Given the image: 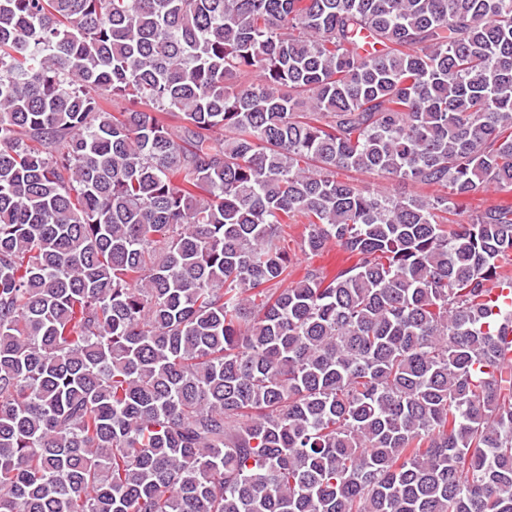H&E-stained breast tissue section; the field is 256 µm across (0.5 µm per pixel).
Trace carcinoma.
<instances>
[{
	"mask_svg": "<svg viewBox=\"0 0 512 512\" xmlns=\"http://www.w3.org/2000/svg\"><path fill=\"white\" fill-rule=\"evenodd\" d=\"M483 187L512 0H0V512H512ZM351 176L350 181L354 184L358 185L363 189H371L381 184H387L389 190L393 194L405 195L408 193H413L415 191L424 192V193H434V188H418L416 186L407 185L403 183H399L396 181L387 182L378 176H369V175H356L349 174ZM504 199L510 200V194L496 191L493 188H487L480 189L479 191L472 194L470 197L460 199L457 202H462L464 208L470 211L466 214H471L472 211L483 209L485 207L497 204L498 202Z\"/></svg>",
	"mask_w": 512,
	"mask_h": 512,
	"instance_id": "carcinoma-1",
	"label": "carcinoma"
}]
</instances>
